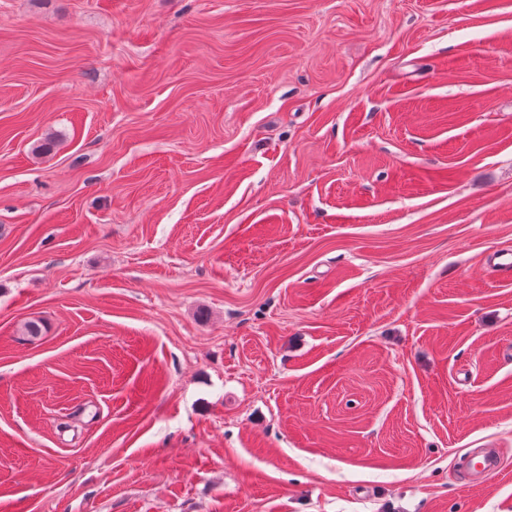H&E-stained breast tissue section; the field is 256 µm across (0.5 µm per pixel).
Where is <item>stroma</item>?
I'll use <instances>...</instances> for the list:
<instances>
[{
  "label": "stroma",
  "instance_id": "obj_1",
  "mask_svg": "<svg viewBox=\"0 0 512 512\" xmlns=\"http://www.w3.org/2000/svg\"><path fill=\"white\" fill-rule=\"evenodd\" d=\"M507 249L512 0H0L10 512H512Z\"/></svg>",
  "mask_w": 512,
  "mask_h": 512
}]
</instances>
